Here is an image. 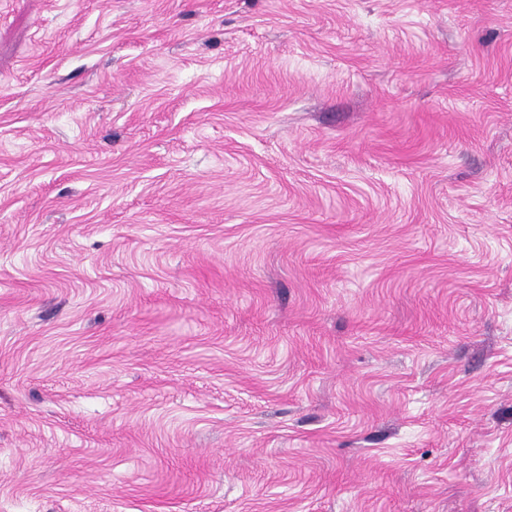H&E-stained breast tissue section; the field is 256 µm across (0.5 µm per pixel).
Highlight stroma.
I'll use <instances>...</instances> for the list:
<instances>
[{"label": "stroma", "mask_w": 512, "mask_h": 512, "mask_svg": "<svg viewBox=\"0 0 512 512\" xmlns=\"http://www.w3.org/2000/svg\"><path fill=\"white\" fill-rule=\"evenodd\" d=\"M0 512H512V0H0Z\"/></svg>", "instance_id": "35a3bbf8"}]
</instances>
